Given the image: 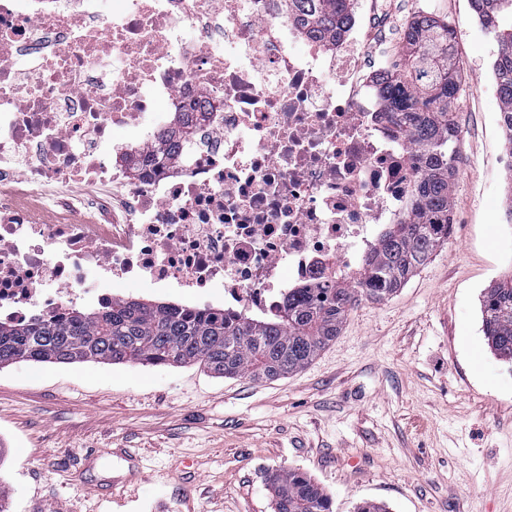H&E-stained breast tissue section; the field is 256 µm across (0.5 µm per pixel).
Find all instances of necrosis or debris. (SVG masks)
<instances>
[{
    "instance_id": "necrosis-or-debris-1",
    "label": "necrosis or debris",
    "mask_w": 512,
    "mask_h": 512,
    "mask_svg": "<svg viewBox=\"0 0 512 512\" xmlns=\"http://www.w3.org/2000/svg\"><path fill=\"white\" fill-rule=\"evenodd\" d=\"M382 32L364 0L331 42L286 0H0V320L139 274L267 317L348 276L411 200Z\"/></svg>"
}]
</instances>
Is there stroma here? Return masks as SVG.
Here are the masks:
<instances>
[{
  "mask_svg": "<svg viewBox=\"0 0 512 512\" xmlns=\"http://www.w3.org/2000/svg\"><path fill=\"white\" fill-rule=\"evenodd\" d=\"M391 35L367 65L398 73L428 11L458 29L452 234L391 298L361 301L306 367L258 381L197 365L18 362L0 369V486L11 512H274L267 477L297 470L331 512H512V365L480 300L512 274L494 44L469 0H378ZM140 462L131 481L112 456Z\"/></svg>",
  "mask_w": 512,
  "mask_h": 512,
  "instance_id": "1",
  "label": "stroma"
}]
</instances>
